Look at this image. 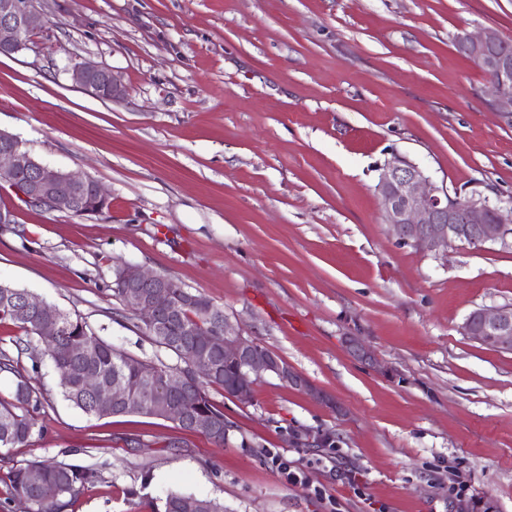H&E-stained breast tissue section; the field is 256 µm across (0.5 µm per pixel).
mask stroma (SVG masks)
<instances>
[{"instance_id": "stroma-1", "label": "stroma", "mask_w": 512, "mask_h": 512, "mask_svg": "<svg viewBox=\"0 0 512 512\" xmlns=\"http://www.w3.org/2000/svg\"><path fill=\"white\" fill-rule=\"evenodd\" d=\"M28 48L0 55V130L40 161L104 185L93 217L28 207L0 188V280L81 317L144 360L174 354L121 317L126 262L174 279L326 396L267 374L250 399L210 388L224 445L139 414L93 417L60 394L45 348L0 322V399L17 374L47 394L42 434L11 466L95 465L65 512H150L169 491L224 512H453L489 496L512 512V352L465 336L479 308L512 307V239L434 257L397 241L375 193L399 156L465 195L512 199V126L487 74L456 46L512 41V0H39ZM113 71L124 95L77 87L71 65ZM357 336L374 361L353 356ZM336 448H293L294 432ZM305 466L289 485L271 453Z\"/></svg>"}]
</instances>
